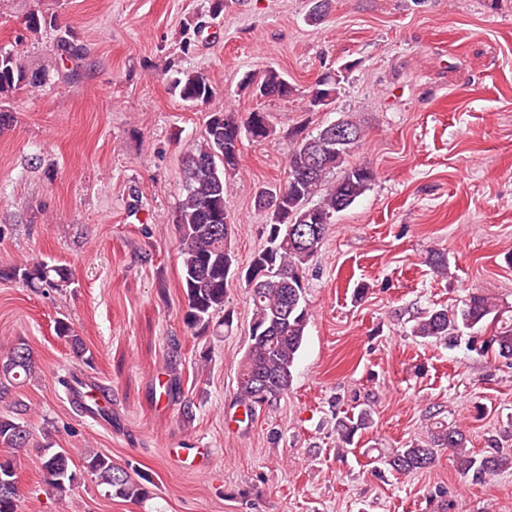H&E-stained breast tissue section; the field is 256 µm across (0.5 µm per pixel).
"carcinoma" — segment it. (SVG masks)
I'll list each match as a JSON object with an SVG mask.
<instances>
[{
	"label": "carcinoma",
	"instance_id": "cac0c4a2",
	"mask_svg": "<svg viewBox=\"0 0 512 512\" xmlns=\"http://www.w3.org/2000/svg\"><path fill=\"white\" fill-rule=\"evenodd\" d=\"M224 10V0H211L209 19L197 18L193 28L183 32L184 49L194 37ZM23 39L16 48L0 50V100L20 86L39 88L47 81L46 71H28L21 64ZM54 54L77 58L82 48L61 37L53 46ZM350 66L329 70L304 94V108L315 112L331 106ZM241 88L269 97H288L294 86L273 67L259 77L247 73ZM170 89L180 100L192 105L206 104L215 95L208 76L198 71H180L170 79ZM268 115L252 112L240 122L234 113L215 109L208 112L201 136L186 151L181 201L173 223L178 231V248L182 265L185 308L183 321L196 334L216 332L229 324L224 313L228 279L233 274L243 280L253 276L249 289L251 320L250 344L237 378L238 404L246 416L271 406L286 393L293 381V370L306 336L312 312L306 299L305 265L315 254L333 224L336 213L353 205L370 189L373 170L367 166H350L347 158L364 136V126L352 116L344 115L316 133L300 130L289 133L288 176L284 183L260 189L255 208L267 212L266 246L257 252L246 270H232L230 246L232 221L224 197V178L241 166L243 138L262 142L271 135ZM19 280L30 288L58 289L68 286L70 272L61 265L45 261L19 263L0 278ZM495 325L494 333L481 342L479 350H493L505 360L512 359V313L506 314L497 300L474 292L460 308H430L418 313L411 335L421 339L457 345L466 330L486 321ZM58 335L66 338L73 354L88 362L86 346L67 323L61 321ZM39 376V366L29 345L18 339L6 355L0 357V403L9 413H0V448L16 450L29 442L27 422L29 406L13 396L14 389ZM57 384L73 409L95 421L112 420L110 408L98 401L104 390L91 384L74 371L58 376ZM371 410L336 419V443L341 451L356 445L355 438L371 427ZM448 451L456 470L474 483H485L512 469V449L493 445L477 454L467 448L466 435L441 422L432 426L425 439L402 448L378 450L373 462L400 475H409L432 467L441 451ZM65 449L46 444L42 448L40 468L44 481L58 499L73 490L76 474L70 469ZM84 469L105 486L106 493L126 501L141 502L150 496L143 477L135 478L130 466H121L111 458L90 451L84 457ZM19 489L15 464L0 459V512H17Z\"/></svg>",
	"mask_w": 512,
	"mask_h": 512
}]
</instances>
